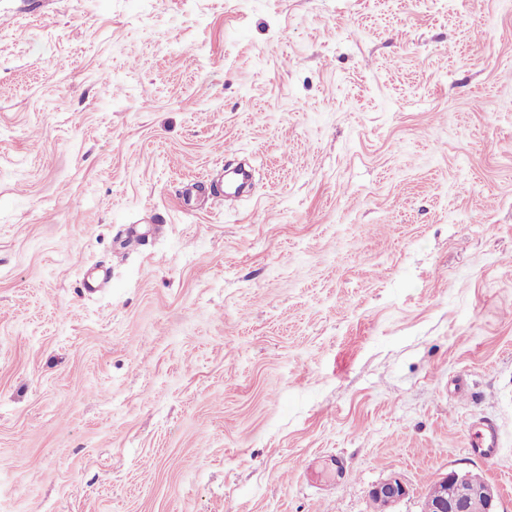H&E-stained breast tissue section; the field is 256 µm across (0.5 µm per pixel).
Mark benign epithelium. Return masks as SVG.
I'll return each mask as SVG.
<instances>
[{"label":"benign epithelium","mask_w":512,"mask_h":512,"mask_svg":"<svg viewBox=\"0 0 512 512\" xmlns=\"http://www.w3.org/2000/svg\"><path fill=\"white\" fill-rule=\"evenodd\" d=\"M437 491L427 495L423 512H469L470 503L482 499L488 512H498V491L485 480H475L469 472L450 471L436 481ZM371 494L385 502L386 512L409 494L407 485L391 475L371 489Z\"/></svg>","instance_id":"benign-epithelium-1"}]
</instances>
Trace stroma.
I'll return each instance as SVG.
<instances>
[{"mask_svg":"<svg viewBox=\"0 0 512 512\" xmlns=\"http://www.w3.org/2000/svg\"><path fill=\"white\" fill-rule=\"evenodd\" d=\"M451 470L512 512V0H0V512ZM469 446L476 448L485 458L491 457L499 446L497 429L488 423H483L470 435Z\"/></svg>","mask_w":512,"mask_h":512,"instance_id":"stroma-1","label":"stroma"}]
</instances>
